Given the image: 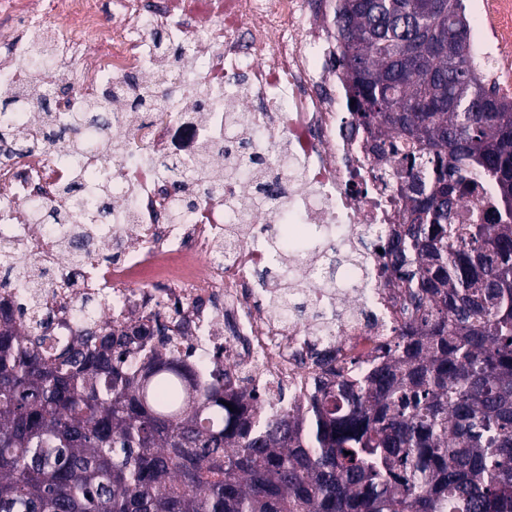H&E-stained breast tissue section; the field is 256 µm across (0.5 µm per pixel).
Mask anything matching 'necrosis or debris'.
<instances>
[{
  "label": "necrosis or debris",
  "instance_id": "4bbe7bcc",
  "mask_svg": "<svg viewBox=\"0 0 512 512\" xmlns=\"http://www.w3.org/2000/svg\"><path fill=\"white\" fill-rule=\"evenodd\" d=\"M332 9V0H0V82L18 89L33 78L18 23L47 33L55 53L41 80L70 76L71 88L50 101L71 140L101 137L75 118L102 88L134 95L155 87L153 111L114 112L123 152L92 166L86 183H111L112 221L84 212L98 247L79 263L63 249L70 228L30 223L26 210L34 201L58 205L57 189L84 153L47 147L0 160V245L34 271L59 272L40 300L49 338L80 334L78 309L89 296L95 316L115 330L164 325L195 381L223 371L271 412L307 395L323 367L382 361L401 295L380 274L378 256L365 253L334 279L327 271L336 251L390 234L404 201L366 134L344 125L349 101L333 66L334 31L310 22ZM160 36L184 46L189 62L159 85ZM237 112L254 124L239 159L269 161L274 143L286 149L287 164L270 166L279 191L269 210L256 216L212 201L173 223L174 179L160 174V161H189L205 141L235 140L227 119ZM355 176L365 192L350 188ZM284 222L306 227L301 244L275 233Z\"/></svg>",
  "mask_w": 512,
  "mask_h": 512
}]
</instances>
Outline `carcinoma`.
<instances>
[{
    "label": "carcinoma",
    "mask_w": 512,
    "mask_h": 512,
    "mask_svg": "<svg viewBox=\"0 0 512 512\" xmlns=\"http://www.w3.org/2000/svg\"><path fill=\"white\" fill-rule=\"evenodd\" d=\"M348 125L369 130L408 201L365 244L407 289L383 363L340 366L304 408L269 413L228 376L193 381L165 329L91 327L61 346L0 304V512H512V96L489 80L465 0H335ZM40 74L51 41L32 39ZM16 149L69 148L48 104ZM119 92L79 120L98 123ZM174 220L223 193L195 163ZM29 207L35 224L77 218ZM465 198L473 210H457ZM112 185L99 187L103 224ZM28 270L0 249V270Z\"/></svg>",
    "instance_id": "carcinoma-1"
}]
</instances>
